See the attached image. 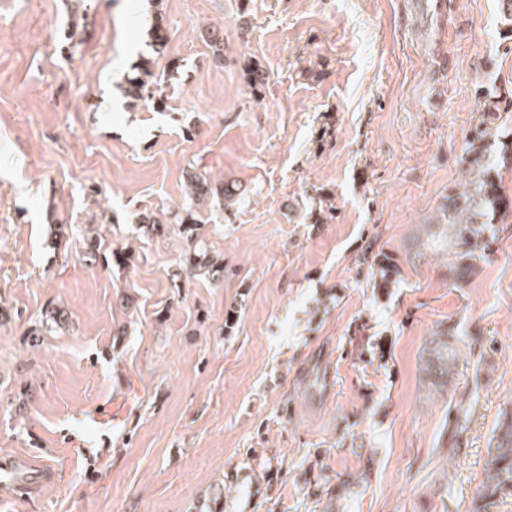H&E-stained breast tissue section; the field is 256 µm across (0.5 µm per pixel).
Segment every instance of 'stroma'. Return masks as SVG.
<instances>
[{
    "label": "stroma",
    "instance_id": "1",
    "mask_svg": "<svg viewBox=\"0 0 512 512\" xmlns=\"http://www.w3.org/2000/svg\"><path fill=\"white\" fill-rule=\"evenodd\" d=\"M445 2L0 0V457L57 471L0 512H207L218 485L228 512H469L512 402V159L465 287L420 246L475 129L512 120V26ZM148 55L159 100L127 109ZM195 171L242 191L201 210L220 281L183 276L179 225L138 222ZM375 262V266L370 264V268L373 271L375 279L378 276L376 286L379 288L389 287L394 282L395 278L400 275L399 259H395L388 254L380 253L376 257ZM444 334V336H441ZM446 338V339H445ZM447 339L458 340V336H449L447 331L437 332L436 336H432L430 340V348L427 350L426 373L438 379L435 383L434 379H430L433 386L437 388H446L448 386L449 375L453 373L456 359V349L452 341Z\"/></svg>",
    "mask_w": 512,
    "mask_h": 512
}]
</instances>
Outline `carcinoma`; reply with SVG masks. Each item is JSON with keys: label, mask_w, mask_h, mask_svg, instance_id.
<instances>
[{"label": "carcinoma", "mask_w": 512, "mask_h": 512, "mask_svg": "<svg viewBox=\"0 0 512 512\" xmlns=\"http://www.w3.org/2000/svg\"><path fill=\"white\" fill-rule=\"evenodd\" d=\"M136 70V76L127 79L125 88L130 108L154 98L153 87L156 81L152 60L142 59ZM485 158L483 147L472 146L469 158L466 159L469 179L460 188V192L450 191L440 206V216L436 217L435 225L439 229L426 242L430 249L447 251L455 258L450 264L449 275L459 288L466 285L475 274L476 267L470 259L475 257L476 250L486 246L483 233L488 230V219L503 205ZM231 196L232 190L224 182L213 180L205 173L195 172L190 175L187 185L188 203L173 215V220L179 224L187 241L181 270L194 277L207 275L215 280L224 276L223 270L217 267L218 260L214 259L199 237V213L207 201ZM371 270L378 277L377 287L387 288L400 275L399 260L388 254H380ZM455 359V345L449 341V333H438L431 338L425 358V371L438 380L435 387H448ZM508 492H512V408L502 410L493 429L491 447L473 500L472 512H490L491 508L498 505V499Z\"/></svg>", "instance_id": "obj_1"}]
</instances>
